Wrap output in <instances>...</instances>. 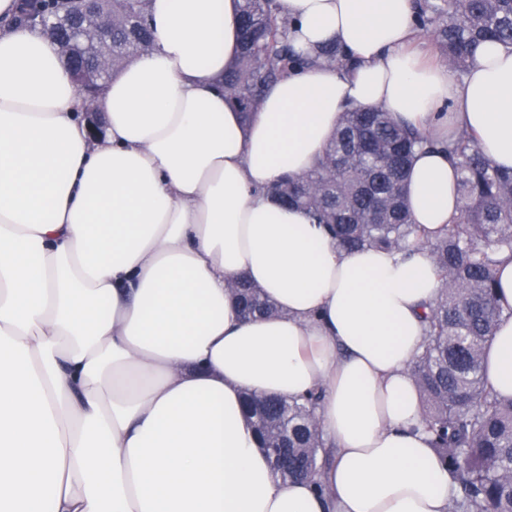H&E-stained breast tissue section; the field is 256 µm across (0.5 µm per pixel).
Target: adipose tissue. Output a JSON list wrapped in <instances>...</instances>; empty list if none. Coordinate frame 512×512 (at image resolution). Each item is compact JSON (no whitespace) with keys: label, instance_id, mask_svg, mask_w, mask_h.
<instances>
[{"label":"adipose tissue","instance_id":"ef3b65f1","mask_svg":"<svg viewBox=\"0 0 512 512\" xmlns=\"http://www.w3.org/2000/svg\"><path fill=\"white\" fill-rule=\"evenodd\" d=\"M301 50L251 117L220 82L239 0H148L153 45L94 101L57 44L0 0V512H448L453 482L410 365L441 281L426 250L337 247L269 192L312 169L345 109L381 108L512 168V47L464 76L412 50L410 0H276ZM104 118L93 135L88 112ZM445 152L414 158L415 224L459 213ZM259 286L276 315L243 317ZM485 381L512 397V257ZM320 392L321 482H282L245 393ZM232 290L239 293L243 308L249 313L264 315L272 314L275 309L267 300L263 299L258 288H255L247 281H237L233 284Z\"/></svg>","mask_w":512,"mask_h":512}]
</instances>
